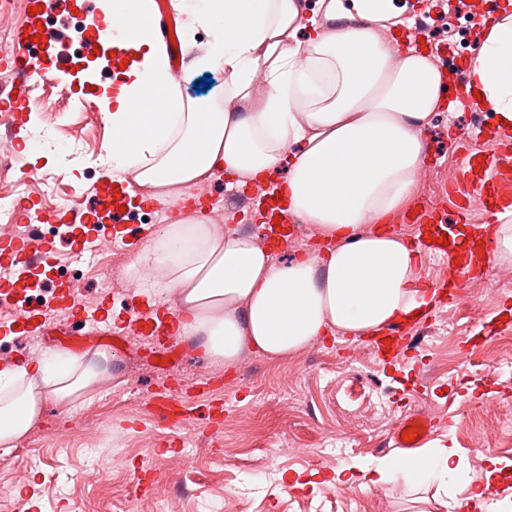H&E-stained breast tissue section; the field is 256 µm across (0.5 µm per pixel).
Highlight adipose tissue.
<instances>
[{"label": "adipose tissue", "instance_id": "obj_1", "mask_svg": "<svg viewBox=\"0 0 512 512\" xmlns=\"http://www.w3.org/2000/svg\"><path fill=\"white\" fill-rule=\"evenodd\" d=\"M174 8L185 30H210L202 67L223 71L225 95L251 108L231 112L184 99L152 33L153 0H137L136 22L112 44L138 51L139 59L116 96L98 101L112 125L109 166L136 169L139 182L172 206L183 201V188L223 170L243 185L284 174L293 220L336 242L323 258L278 261L253 239L199 218L167 225L130 268L157 272L147 292L153 304L177 298V336L230 366L247 350L278 361L328 331L359 339L419 316L428 300L413 288L418 252L379 226L410 197L422 133L445 82L425 55H396L377 35L375 24L392 17L390 0H330L328 12L342 25L306 41L297 38L304 26L297 0H175ZM260 71L267 89L258 97ZM468 79L484 110L512 127L511 10L474 51ZM140 100L159 111H132ZM100 379L91 356L48 355L36 370L0 371V447H17L37 425L43 400L70 408ZM357 472L374 485L402 483L416 505L427 490L447 504L449 486L470 481L464 454L441 440L356 471L341 466L335 479Z\"/></svg>", "mask_w": 512, "mask_h": 512}]
</instances>
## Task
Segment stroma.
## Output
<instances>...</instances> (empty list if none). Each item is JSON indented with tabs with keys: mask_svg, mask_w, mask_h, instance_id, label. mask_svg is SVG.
<instances>
[{
	"mask_svg": "<svg viewBox=\"0 0 512 512\" xmlns=\"http://www.w3.org/2000/svg\"><path fill=\"white\" fill-rule=\"evenodd\" d=\"M42 23L71 35L77 18H102L99 0H43ZM484 36L466 19L454 31L430 32L432 48L469 57ZM115 68H97L62 82L39 81L23 111L0 127V154L11 167L0 190L20 204L93 206L95 187L111 173L99 158L112 144V125L96 103L116 95ZM494 125L489 112L440 107L423 134L433 174L417 175L412 201L432 197L441 173L456 163L457 133ZM53 247L38 274L33 305L49 300L59 283L79 288L84 308L111 300L125 313L142 289L126 268L105 277V251L75 255L74 229L52 221L41 228ZM467 301L437 306L421 332L416 357L377 360L363 341L328 334L300 353L271 361L244 353L235 365L213 362L195 343L160 370L144 336L130 333L113 353L108 376L76 410L54 402L0 473L5 512H410L401 484L374 485L361 477L339 483L336 469L374 464L391 455L385 440L407 414L423 411L438 426L434 438L455 442L469 464L471 485L457 490L456 512H468L474 488L493 497L512 494V472L486 478L488 457L512 459V369L488 368L503 346L498 314L512 308V261H490L484 280L467 288ZM187 389L176 429L156 422L149 392L158 383Z\"/></svg>",
	"mask_w": 512,
	"mask_h": 512,
	"instance_id": "35a3bbf8",
	"label": "stroma"
}]
</instances>
